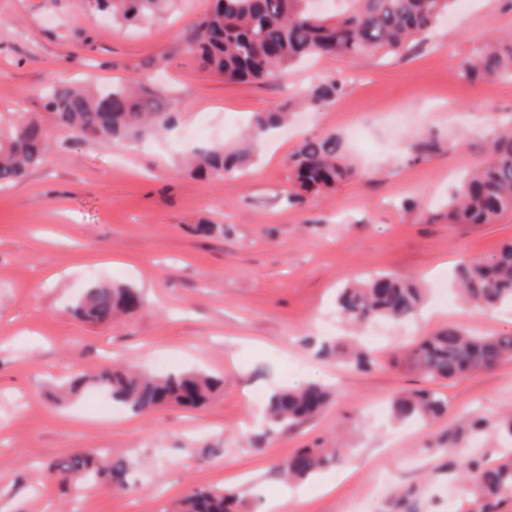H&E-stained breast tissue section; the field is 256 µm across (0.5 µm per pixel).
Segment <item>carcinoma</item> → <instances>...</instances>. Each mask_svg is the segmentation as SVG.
Returning <instances> with one entry per match:
<instances>
[{"label":"carcinoma","instance_id":"1","mask_svg":"<svg viewBox=\"0 0 512 512\" xmlns=\"http://www.w3.org/2000/svg\"><path fill=\"white\" fill-rule=\"evenodd\" d=\"M170 0H89L90 8L107 11L121 24H142L166 10ZM339 10L315 14L308 0H212L208 11L182 35L184 51L199 68L222 75L227 81H265L313 57H348L376 62L388 55L405 56L456 8V0H340ZM460 74L470 82L512 79V33L487 39ZM344 90L340 79L311 87L301 104L320 108L336 101ZM45 107L58 127L110 146H121L144 133H161L177 121L169 101L155 88L128 78L110 87L78 88L52 83ZM287 107L257 113L245 134L257 141L268 131L285 125ZM50 130L23 112L0 126V187L19 180L30 168L44 163ZM457 140L442 146L437 134L420 136L407 147L409 160L420 162L443 149L453 150ZM489 158L467 173L448 201V222L493 224L512 216V123L498 124L487 138ZM253 158L248 148L234 152L218 144L195 153L192 171L209 180L236 175ZM295 190L288 203L301 204L305 196L335 189L355 176L346 162L342 140L333 133L305 138L288 158ZM459 297L490 312L512 304V242L494 254L461 262L456 271ZM426 299L425 289L390 275H374L363 282H346L336 297V312L361 326L377 320L403 323L416 315ZM144 305L134 288L102 283L88 288L73 308L74 315L93 325H107L120 314H132ZM416 371L431 381H450L478 374L512 359V333L476 336L456 327L420 338L404 353ZM346 363L367 370L374 360L367 350L353 349ZM108 391L112 402L133 414H146L164 404L196 408L224 387V378L199 370L154 374L136 366L103 367L92 377L76 373L67 393H80L87 383ZM336 390L321 383L277 387L265 404L268 435L290 429L309 419L334 400ZM446 402L431 389L413 391L391 403L393 416L418 422L441 415ZM494 430L512 439V413L492 422L474 417L467 429L448 433V473L462 472L468 483V512H498L512 500V448H503L497 460L483 456L457 459V445L466 432ZM338 448H300L278 465L281 475L304 482L318 472L339 467ZM130 463L122 457L100 461L86 454L70 455L51 467L63 481L90 483L105 479L117 488L127 485ZM239 496L224 489L196 490L184 496L178 512H237Z\"/></svg>","mask_w":512,"mask_h":512}]
</instances>
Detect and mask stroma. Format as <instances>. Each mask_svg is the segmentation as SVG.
<instances>
[{
  "label": "stroma",
  "mask_w": 512,
  "mask_h": 512,
  "mask_svg": "<svg viewBox=\"0 0 512 512\" xmlns=\"http://www.w3.org/2000/svg\"><path fill=\"white\" fill-rule=\"evenodd\" d=\"M211 0H176L148 26L113 24L86 0H0V113L50 124L51 82L109 85L133 76L155 85L176 128L133 146L107 147L52 126L44 164L0 190V512H176L195 489L225 488L257 512L256 487L280 486L276 464L297 449L337 441L347 456L292 486L287 512H457L448 499V434L468 418L512 409V360L435 383L448 402L418 428L395 422L392 398L422 387L397 359L414 338L454 326L480 335L512 331V308L494 313L439 302L460 259L512 241V217L451 224L446 201L485 152L483 118L512 109V81L472 83L459 67L488 36L512 31V0H469L409 56L377 63L325 57L264 82L201 73L176 35ZM335 103L297 111L291 128L254 144L245 174L220 182L191 175L184 150L241 147L249 117L350 71ZM435 131L461 149L408 162L405 144ZM340 136L360 174L336 190L287 202L288 157L306 136ZM424 204L433 222L405 211ZM221 225L204 236L198 222ZM392 273L427 288L423 315L362 329L376 361L368 372L318 355L353 328L336 313L348 280ZM139 290L142 311L109 326L69 313L86 288ZM126 361L163 372L223 376L224 390L195 411L132 414L87 387L60 394L74 371ZM310 381L338 388L315 419L265 438L257 393ZM111 450L131 463L125 490L78 486L50 465Z\"/></svg>",
  "instance_id": "1"
}]
</instances>
